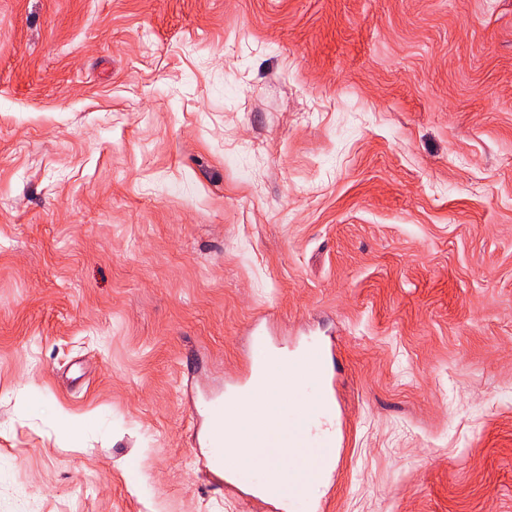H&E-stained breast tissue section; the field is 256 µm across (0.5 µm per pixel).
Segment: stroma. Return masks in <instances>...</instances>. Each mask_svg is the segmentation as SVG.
Segmentation results:
<instances>
[{
    "instance_id": "35a3bbf8",
    "label": "stroma",
    "mask_w": 512,
    "mask_h": 512,
    "mask_svg": "<svg viewBox=\"0 0 512 512\" xmlns=\"http://www.w3.org/2000/svg\"><path fill=\"white\" fill-rule=\"evenodd\" d=\"M256 328L335 342L328 512H512V0H0V512H289L180 383Z\"/></svg>"
}]
</instances>
